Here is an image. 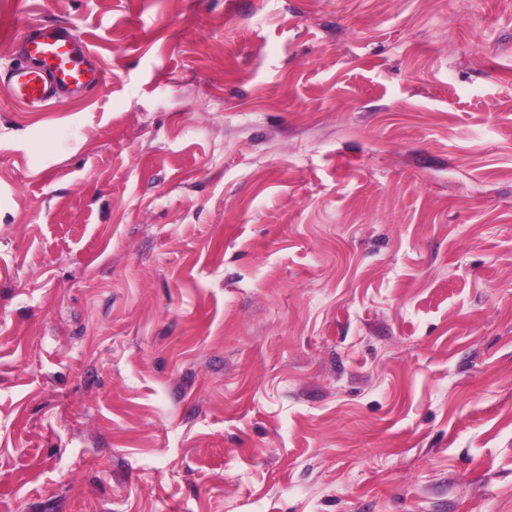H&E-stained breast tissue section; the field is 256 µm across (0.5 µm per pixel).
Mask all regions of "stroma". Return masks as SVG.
<instances>
[{
	"label": "stroma",
	"mask_w": 512,
	"mask_h": 512,
	"mask_svg": "<svg viewBox=\"0 0 512 512\" xmlns=\"http://www.w3.org/2000/svg\"><path fill=\"white\" fill-rule=\"evenodd\" d=\"M0 512H512V0H0ZM17 52V62L0 73V90L33 111L64 94L92 92L106 81L89 44L63 24L33 26L19 40Z\"/></svg>",
	"instance_id": "obj_1"
}]
</instances>
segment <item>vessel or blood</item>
<instances>
[{"mask_svg":"<svg viewBox=\"0 0 512 512\" xmlns=\"http://www.w3.org/2000/svg\"><path fill=\"white\" fill-rule=\"evenodd\" d=\"M18 59L0 74V90L19 106L38 111L62 95H83L106 81L89 44L62 24L41 23L17 45Z\"/></svg>","mask_w":512,"mask_h":512,"instance_id":"vessel-or-blood-1","label":"vessel or blood"}]
</instances>
